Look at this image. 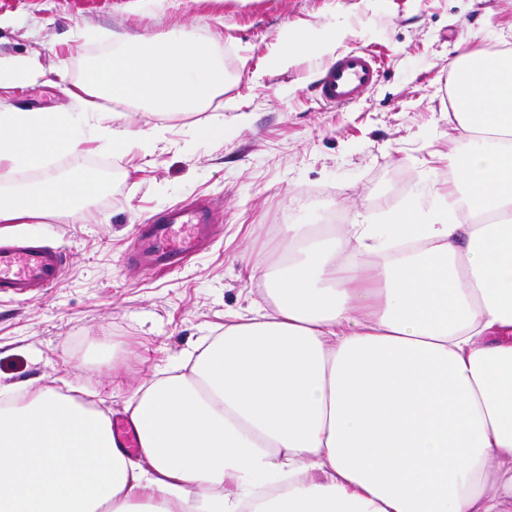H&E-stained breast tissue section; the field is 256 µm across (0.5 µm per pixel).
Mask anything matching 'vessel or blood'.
<instances>
[{"label":"vessel or blood","instance_id":"obj_1","mask_svg":"<svg viewBox=\"0 0 512 512\" xmlns=\"http://www.w3.org/2000/svg\"><path fill=\"white\" fill-rule=\"evenodd\" d=\"M374 57L354 50L328 63L316 82L320 102L341 108L357 103L378 81ZM216 223L213 208L203 201L180 205L154 217L136 242V258L168 270L196 255ZM64 265L61 251L16 240L0 245V290L22 298L47 291Z\"/></svg>","mask_w":512,"mask_h":512}]
</instances>
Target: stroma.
Listing matches in <instances>:
<instances>
[{
	"instance_id": "35a3bbf8",
	"label": "stroma",
	"mask_w": 512,
	"mask_h": 512,
	"mask_svg": "<svg viewBox=\"0 0 512 512\" xmlns=\"http://www.w3.org/2000/svg\"><path fill=\"white\" fill-rule=\"evenodd\" d=\"M182 27L231 71L223 94L202 112L122 105L142 129L164 132L126 155L86 124L77 160L110 181L108 195L81 216L0 223V240L67 252L45 295L0 292V384H80L95 406L124 416L149 374L223 331L227 315L248 312L254 263L275 259L273 225L318 224L328 212L344 224H381L412 192L434 205L455 135L451 63L465 46H512V0H0V58L35 56L47 71L6 97L21 109L72 110L65 85L87 58L111 50V33ZM287 28L314 41L336 32L341 55L374 52L378 83L358 103L324 106L314 90L321 58L270 62ZM215 116L220 141L200 132ZM193 199L223 216L212 243L167 273L137 264L138 225Z\"/></svg>"
}]
</instances>
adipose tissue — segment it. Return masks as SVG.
I'll return each instance as SVG.
<instances>
[{
    "label": "adipose tissue",
    "instance_id": "obj_1",
    "mask_svg": "<svg viewBox=\"0 0 512 512\" xmlns=\"http://www.w3.org/2000/svg\"><path fill=\"white\" fill-rule=\"evenodd\" d=\"M285 31L272 56H326ZM224 68L191 32L119 33L69 92L113 153L150 138L97 102L198 112ZM448 189L382 224H285L234 316L125 402L139 446L80 387L0 384V512H512V48L461 52ZM76 113L0 100V180L77 155ZM106 191L76 165L0 194V223Z\"/></svg>",
    "mask_w": 512,
    "mask_h": 512
}]
</instances>
